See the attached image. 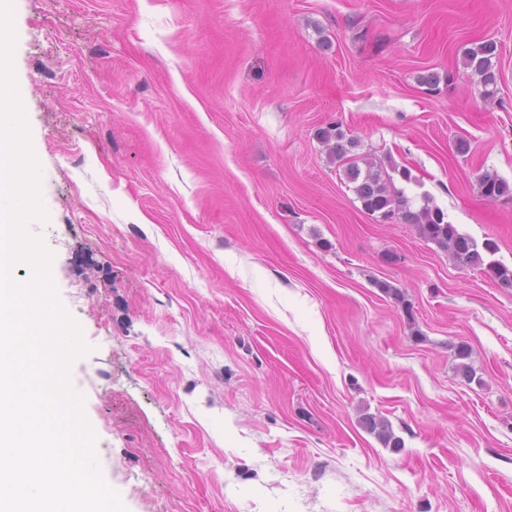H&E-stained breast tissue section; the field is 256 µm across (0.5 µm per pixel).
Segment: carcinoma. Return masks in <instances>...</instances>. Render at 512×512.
I'll return each instance as SVG.
<instances>
[{
  "label": "carcinoma",
  "instance_id": "obj_1",
  "mask_svg": "<svg viewBox=\"0 0 512 512\" xmlns=\"http://www.w3.org/2000/svg\"><path fill=\"white\" fill-rule=\"evenodd\" d=\"M497 53L496 42L482 41L467 49L462 58L464 67L479 76L486 98L493 97L497 91L499 72L494 62ZM320 139L330 146L334 158L343 166L345 178L353 184L354 192L367 212L379 214L383 221L399 219L406 224L417 225L424 239L450 251L460 266L479 267L492 280L512 286V269L495 261L485 262L484 254L496 251L494 242L487 240L483 247H478L475 240L459 232L455 225L446 220L443 210L431 205L428 200L419 210H411L403 191L393 187L392 179L382 165L366 160L362 168L358 161L348 157L356 142L347 138L339 125L324 128L320 132ZM478 189L488 201L512 198V186L494 172L486 171L479 176ZM365 426L384 446L402 447V439L395 435L386 420L368 417Z\"/></svg>",
  "mask_w": 512,
  "mask_h": 512
}]
</instances>
